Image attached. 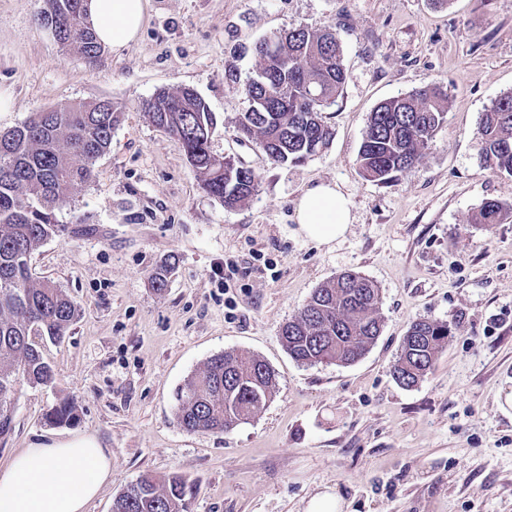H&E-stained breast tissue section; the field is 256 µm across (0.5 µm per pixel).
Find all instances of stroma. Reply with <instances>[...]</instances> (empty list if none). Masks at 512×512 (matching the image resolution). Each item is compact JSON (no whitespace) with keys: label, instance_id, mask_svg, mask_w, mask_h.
<instances>
[{"label":"stroma","instance_id":"obj_1","mask_svg":"<svg viewBox=\"0 0 512 512\" xmlns=\"http://www.w3.org/2000/svg\"><path fill=\"white\" fill-rule=\"evenodd\" d=\"M44 0H0V131L32 113L111 99L123 112L94 177L56 211L64 232L32 255L76 304L63 339L41 341L54 379L22 384L0 465L24 448L95 436L112 481L90 512L144 472L192 488L188 512H305L332 489L344 512H512V218L484 227L485 199L512 206V176L488 169L482 115L512 93V0H150L134 43L92 62L38 21ZM335 30L347 81L323 112L329 145L297 165L241 140L255 44L296 26ZM234 69L236 81L226 80ZM437 84L448 112L419 165L389 184L366 180L357 155L383 100ZM195 89L215 113L212 150L259 177L245 206L200 187L174 139L143 105L160 89ZM336 183L351 202L345 236L320 246L299 234L296 202ZM238 272L221 285L216 265ZM172 263L165 290L151 276ZM344 271L380 289L381 334L355 363L295 362L279 333L313 291ZM452 334L416 386L392 376L410 324ZM256 357L277 374L272 399L233 430L189 432L176 394L212 356ZM69 403L68 424L48 420Z\"/></svg>","mask_w":512,"mask_h":512}]
</instances>
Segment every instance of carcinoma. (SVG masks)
Masks as SVG:
<instances>
[{
  "instance_id": "cac0c4a2",
  "label": "carcinoma",
  "mask_w": 512,
  "mask_h": 512,
  "mask_svg": "<svg viewBox=\"0 0 512 512\" xmlns=\"http://www.w3.org/2000/svg\"><path fill=\"white\" fill-rule=\"evenodd\" d=\"M80 2L45 0L40 21L56 24L62 47L92 62L102 44L86 12L77 8ZM254 52L259 64L246 85L250 107L239 117L240 135L277 164L301 163L332 138L322 112L336 103L347 80L341 42L328 30L296 27L260 40ZM144 110L156 127L173 136L198 170L207 195L229 209L252 199L259 185L254 171L212 153L209 131L217 119L203 99L185 87L161 89ZM447 112L448 95L438 85L382 101L370 113L358 151L362 175L386 184L412 171ZM121 118L119 108L98 100L37 112L0 134V438L12 430L18 387L53 380L32 337L61 338L78 314L54 283L31 280V255L62 232L55 210L91 180ZM478 135L486 166L512 176V93L483 113ZM509 217L511 206L486 199L473 222L499 224ZM379 302L372 280L356 272L340 273L317 288L299 315L281 327V343L298 363H353L380 336ZM450 335L446 322L415 321L394 366L396 381L404 386L420 381ZM275 388L276 375L268 364L226 351L211 357L179 389L176 419L190 432H226L262 410ZM188 495L190 487L182 477L146 473L120 493L113 512H187Z\"/></svg>"
}]
</instances>
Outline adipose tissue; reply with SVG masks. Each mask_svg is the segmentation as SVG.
I'll return each mask as SVG.
<instances>
[{
  "label": "adipose tissue",
  "mask_w": 512,
  "mask_h": 512,
  "mask_svg": "<svg viewBox=\"0 0 512 512\" xmlns=\"http://www.w3.org/2000/svg\"><path fill=\"white\" fill-rule=\"evenodd\" d=\"M149 0H88L92 27L104 45L135 41ZM301 233L328 245L352 222L350 203L335 183L320 182L296 203ZM112 479V454L89 435L56 439L26 448L0 467V512H88Z\"/></svg>",
  "instance_id": "ef3b65f1"
}]
</instances>
